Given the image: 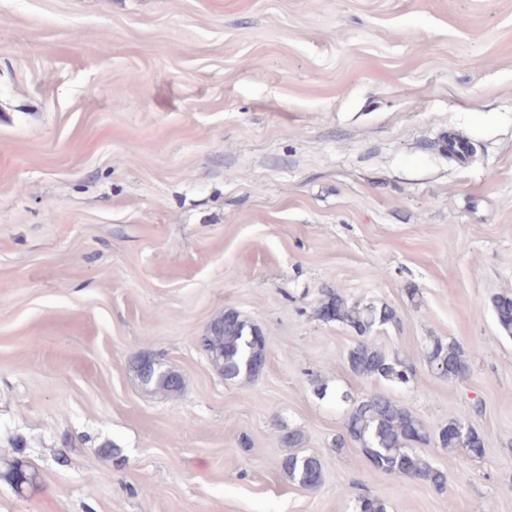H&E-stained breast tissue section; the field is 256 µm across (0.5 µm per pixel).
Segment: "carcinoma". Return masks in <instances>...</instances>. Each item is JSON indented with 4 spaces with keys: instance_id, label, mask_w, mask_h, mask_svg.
Listing matches in <instances>:
<instances>
[{
    "instance_id": "cac0c4a2",
    "label": "carcinoma",
    "mask_w": 512,
    "mask_h": 512,
    "mask_svg": "<svg viewBox=\"0 0 512 512\" xmlns=\"http://www.w3.org/2000/svg\"><path fill=\"white\" fill-rule=\"evenodd\" d=\"M493 312L500 332L512 338V296L501 294L492 300ZM316 315L323 320L341 323L355 333L354 345L348 350L349 369L369 381L406 383L409 369L395 354L379 347L371 335L377 326L396 321V312L376 301H350L332 288L322 291ZM266 337L260 328L242 319L236 311H226L214 320L203 336L204 353L210 366L228 382L257 376L266 362ZM427 367L446 378L461 377L466 373L464 351L441 336H431L422 348ZM141 384L163 393H176L183 386L182 377L163 366L136 367ZM321 397L327 396L347 406L344 434L335 441L336 450L344 449L346 441L358 445L373 466L392 476L407 478L443 490L448 475L430 458L415 452L414 443H433L451 450L459 441L448 435L444 425L430 431L406 407L384 391L373 390L360 397L340 387L330 391L327 385L317 389ZM280 442L289 448L280 463L285 478L303 488L316 489L322 484L323 462L313 453L302 449L303 435L297 429H288ZM486 440L482 433L470 428L464 448L471 456L485 452ZM3 479L20 491L39 484L37 471L16 458H0V480ZM356 512H387L385 503L369 495L358 498Z\"/></svg>"
}]
</instances>
